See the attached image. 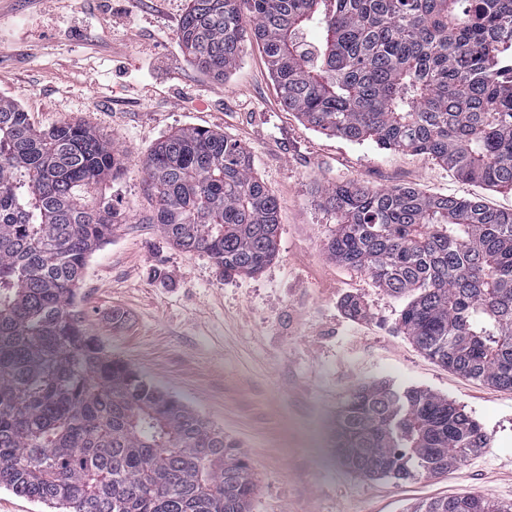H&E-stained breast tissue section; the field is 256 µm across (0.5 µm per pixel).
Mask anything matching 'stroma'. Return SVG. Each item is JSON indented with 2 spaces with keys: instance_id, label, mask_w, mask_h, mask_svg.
I'll return each instance as SVG.
<instances>
[{
  "instance_id": "1",
  "label": "stroma",
  "mask_w": 512,
  "mask_h": 512,
  "mask_svg": "<svg viewBox=\"0 0 512 512\" xmlns=\"http://www.w3.org/2000/svg\"><path fill=\"white\" fill-rule=\"evenodd\" d=\"M188 6L0 0V98L17 101L37 127L79 122L122 152V178L88 195L107 196L122 221L84 273L87 331L223 431L255 473L249 512H406L474 490L512 504V390L448 370L398 331L405 299L328 253L336 219L318 194L350 182L411 186L512 211V191L461 179L423 154L315 131L282 105L256 44L227 79H213L178 41ZM185 126L246 147L278 201L277 255L256 276L221 279L206 255L183 252L153 222L142 162ZM348 295L367 319L344 314ZM379 381L463 406L489 444L436 477L358 475L319 434L353 389Z\"/></svg>"
}]
</instances>
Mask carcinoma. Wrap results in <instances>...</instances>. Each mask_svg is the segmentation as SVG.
Wrapping results in <instances>:
<instances>
[{
    "label": "carcinoma",
    "mask_w": 512,
    "mask_h": 512,
    "mask_svg": "<svg viewBox=\"0 0 512 512\" xmlns=\"http://www.w3.org/2000/svg\"><path fill=\"white\" fill-rule=\"evenodd\" d=\"M262 47L282 104L352 142L427 154L459 177L512 189V0H190L178 39L225 78ZM86 127L39 129L0 98V487L55 512H248L250 465L192 409L112 359L77 298L120 215L87 190L122 175ZM153 221L224 279L276 253L278 204L249 150L180 128L146 157ZM336 261L410 294L398 330L448 369L512 389V212L411 187L321 189ZM364 319L361 301L341 302ZM331 443L367 477L448 472L487 433L454 402L385 382L348 395ZM415 512H512L472 492Z\"/></svg>",
    "instance_id": "1"
}]
</instances>
